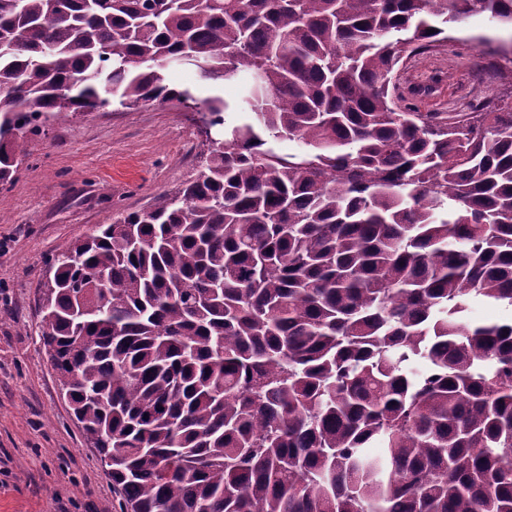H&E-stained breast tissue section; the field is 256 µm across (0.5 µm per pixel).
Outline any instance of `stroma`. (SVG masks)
Wrapping results in <instances>:
<instances>
[{
    "label": "stroma",
    "instance_id": "1",
    "mask_svg": "<svg viewBox=\"0 0 512 512\" xmlns=\"http://www.w3.org/2000/svg\"><path fill=\"white\" fill-rule=\"evenodd\" d=\"M478 36L512 49L511 31L471 17L454 39L403 58L393 77L398 92L420 88L421 112H470L511 96V78L482 74ZM168 77L197 87L200 99L223 97L226 123L245 118L248 76L216 88L192 67L171 68ZM210 140L195 111L154 103L50 121L21 141L16 172L0 184V512H117L112 480L40 341V286L59 246L150 210L195 180Z\"/></svg>",
    "mask_w": 512,
    "mask_h": 512
}]
</instances>
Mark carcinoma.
I'll return each instance as SVG.
<instances>
[{
  "instance_id": "carcinoma-1",
  "label": "carcinoma",
  "mask_w": 512,
  "mask_h": 512,
  "mask_svg": "<svg viewBox=\"0 0 512 512\" xmlns=\"http://www.w3.org/2000/svg\"><path fill=\"white\" fill-rule=\"evenodd\" d=\"M474 15L512 0H0V183L51 120L196 101L172 63L252 77L195 181L48 264L119 512H512V317L465 320L512 309V105L389 93ZM510 314V309L504 306L478 302L472 306L467 318L471 322H483L509 318Z\"/></svg>"
}]
</instances>
